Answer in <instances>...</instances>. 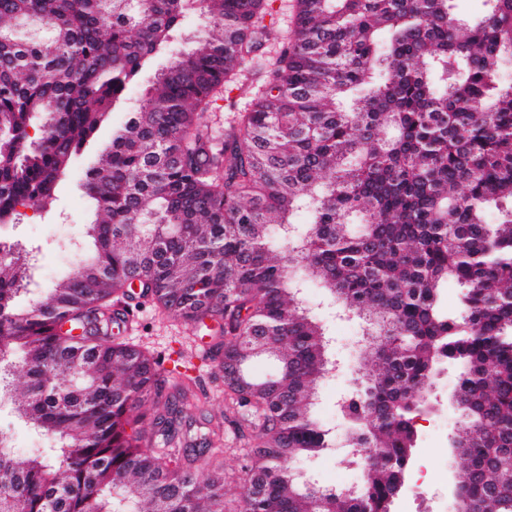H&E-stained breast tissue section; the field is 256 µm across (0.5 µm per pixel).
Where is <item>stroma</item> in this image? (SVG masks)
Returning a JSON list of instances; mask_svg holds the SVG:
<instances>
[{"instance_id":"stroma-1","label":"stroma","mask_w":512,"mask_h":512,"mask_svg":"<svg viewBox=\"0 0 512 512\" xmlns=\"http://www.w3.org/2000/svg\"><path fill=\"white\" fill-rule=\"evenodd\" d=\"M274 34L262 42L252 62L243 67L240 75L241 88L233 90L235 110L220 109L209 113L208 124L213 130L236 118L238 110L244 109L249 101L248 86L258 84L266 64L277 56L283 38L291 36L294 30V0H275ZM167 57H159L152 68L142 71L124 93L121 103L110 112L109 119L98 135V143H108L113 129L123 126L129 112L138 109L145 102L146 89L155 70L167 65ZM92 152H85L74 166L73 173L58 188L55 204L44 210L26 208L21 210L13 222L4 229L6 235L18 238L34 249L42 268V287L48 288L68 269L80 260L79 252L68 248L67 227L83 225L91 219V205L82 189L84 169L92 163ZM324 323L331 339V353L339 359L343 369L335 376L325 379L317 389L316 413L324 424L334 426L337 434H344L346 425L340 415L338 402L348 393L362 375L367 372L372 360L373 347L363 336L364 324L359 318H325ZM108 333L139 343L151 351L164 356L165 368H172L179 351L188 350L202 355L213 336L218 335L217 324L195 326L180 320H173L158 314L151 303H144L135 310L134 319L125 324H112ZM457 381V371L449 367L437 377L433 393L437 397L436 413L418 419L417 448L412 462L413 468L407 474L408 490L393 504L392 512H440L448 501V489L454 473L459 467L449 444L459 419V413L451 404V397ZM245 440L235 438L232 429H225L224 444V512H237L242 489L237 480L246 462ZM342 448L335 447L319 452L304 460L303 466L310 470L317 483L340 486L355 478L356 473L343 461Z\"/></svg>"}]
</instances>
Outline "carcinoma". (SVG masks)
Listing matches in <instances>:
<instances>
[{"instance_id": "obj_1", "label": "carcinoma", "mask_w": 512, "mask_h": 512, "mask_svg": "<svg viewBox=\"0 0 512 512\" xmlns=\"http://www.w3.org/2000/svg\"><path fill=\"white\" fill-rule=\"evenodd\" d=\"M484 6L296 0L292 38L216 134L207 116L272 34V0H0V220L53 206L126 85L169 56L85 173L88 256L31 288L27 249L0 237V406L52 440L19 451L0 427V512H224L221 421L190 399L191 361H174L165 397L160 358L102 335L134 279L161 315L216 322L211 358L241 363L224 374L255 437L239 512H390L447 364L459 492L468 512H512V0ZM309 282L379 333L342 409L364 467L354 496L285 466L333 443L315 415L331 354ZM262 355L275 370L260 377ZM199 418L198 447H174Z\"/></svg>"}]
</instances>
